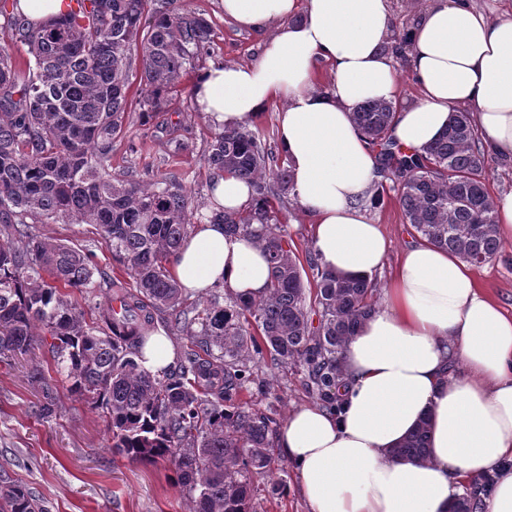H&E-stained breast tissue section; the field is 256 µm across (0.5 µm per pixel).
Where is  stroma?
Segmentation results:
<instances>
[{
  "label": "stroma",
  "instance_id": "1",
  "mask_svg": "<svg viewBox=\"0 0 512 512\" xmlns=\"http://www.w3.org/2000/svg\"><path fill=\"white\" fill-rule=\"evenodd\" d=\"M178 2L212 22L214 50L184 77L181 90L169 97L154 126L145 128L132 122L125 138L114 143L112 172L119 176L134 168L146 167L158 174L179 170L201 203L210 196L203 156L214 127L197 115L194 82L210 64L254 62L260 37L225 22L219 0ZM179 135L188 137L192 150L173 160L169 157L170 140ZM131 142L137 145V152L128 150ZM367 212L390 242L383 268L374 276V299L380 304L400 254L420 236L408 224L393 190H386L381 204L368 207ZM312 224V216L300 204L289 202L282 228L298 257H305L313 248ZM39 231L45 237L67 240L90 253L102 269H112L111 253L90 233L88 225L43 224ZM475 275L481 288L512 312V264L492 261L476 267ZM35 357L57 389L59 411L48 419L38 416L40 394L28 380L27 367L0 362V471L29 488L49 512H186L189 496L176 484L171 466L163 461L132 462L115 452L102 411L69 395L46 348L36 349ZM254 368L266 389L251 390L246 399L276 424H283L300 406L317 404L303 369L289 364L270 368L261 362ZM273 455V471L254 478L257 512H306L298 466L281 449H274ZM276 482L281 485L277 491L272 488Z\"/></svg>",
  "mask_w": 512,
  "mask_h": 512
}]
</instances>
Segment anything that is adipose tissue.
I'll return each mask as SVG.
<instances>
[{
	"label": "adipose tissue",
	"mask_w": 512,
	"mask_h": 512,
	"mask_svg": "<svg viewBox=\"0 0 512 512\" xmlns=\"http://www.w3.org/2000/svg\"><path fill=\"white\" fill-rule=\"evenodd\" d=\"M220 4L225 19L261 35L260 53L249 65L207 69L193 89L198 111L229 128L280 103L290 194L314 217L321 266L371 276L387 241L358 202L380 176L353 114L400 93L392 0ZM405 55L420 97L395 114L401 147L426 148L452 109L465 108L487 151L512 160V16L426 0ZM322 62L329 83L318 89ZM174 276L192 295L218 286L253 300L270 285L262 250L220 224L195 226ZM384 294L343 352L342 410L299 407L275 437L299 467L307 512H453L464 486L487 474L481 512H512V313L479 288L468 263L425 240L404 249ZM425 416L429 459L394 458L391 448Z\"/></svg>",
	"instance_id": "1"
}]
</instances>
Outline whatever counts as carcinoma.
Masks as SVG:
<instances>
[{"label": "carcinoma", "instance_id": "carcinoma-1", "mask_svg": "<svg viewBox=\"0 0 512 512\" xmlns=\"http://www.w3.org/2000/svg\"><path fill=\"white\" fill-rule=\"evenodd\" d=\"M51 22L3 13L0 34L28 48L20 63L0 47V359L12 362L44 344L69 392L101 408L112 447L135 462L165 461L190 496L189 512H257L250 475L271 471L272 418L239 400L255 381L251 363L303 368L323 406L337 409L342 354L375 311L373 280L303 267L279 224L291 174L250 124L211 134L204 165L253 191L249 207L204 215L184 177L112 176V147L124 138L133 106L147 126L183 73L215 45L203 15L176 0H76ZM140 59L139 94L130 95V51ZM396 107L366 102L353 120L376 152L408 223L428 242L479 266L501 256L492 167L470 113L452 114L445 133L422 153H408L390 131ZM224 225L263 249L269 293L258 300L215 293L187 302L170 268L193 220ZM87 224L129 280L97 268L89 254L39 235L38 225ZM106 285L108 302L86 320L64 288ZM319 315L313 325L311 313ZM166 317L188 339L179 369L157 376L136 358L154 320ZM42 415L58 412L45 372ZM429 420L393 449L400 459L429 457ZM0 512H46L21 484L0 483Z\"/></svg>", "mask_w": 512, "mask_h": 512}]
</instances>
